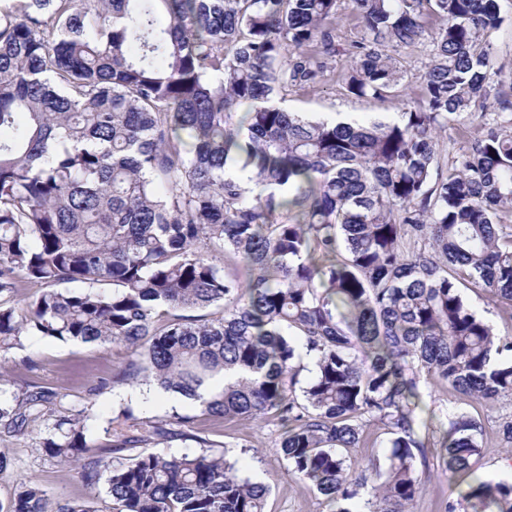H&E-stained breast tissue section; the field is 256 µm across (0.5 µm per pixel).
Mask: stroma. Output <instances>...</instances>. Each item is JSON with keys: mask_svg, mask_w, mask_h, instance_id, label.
<instances>
[{"mask_svg": "<svg viewBox=\"0 0 512 512\" xmlns=\"http://www.w3.org/2000/svg\"><path fill=\"white\" fill-rule=\"evenodd\" d=\"M342 69V62H335L326 83L290 91L280 100V107L310 118H332L339 112L367 116L375 111L393 117L403 110L404 102L399 98L377 105L349 96L343 87ZM9 357L15 361L28 358L35 364L33 370L20 369L14 373L17 383L59 388L67 393L72 405H91L88 434L98 442L111 441L118 427L127 435H137L135 422L141 418L161 421L175 413L188 415L194 417L196 427L212 442L214 452L243 458L247 462L246 476L271 485L266 512H324L322 498L316 491L286 477V463L276 452L278 433L273 426L250 420L213 423L205 419L200 403L170 394L158 395L154 384H114L113 376L128 358L123 346L101 347L94 343L29 336L21 347L11 350ZM125 409L133 417L119 421L118 416ZM467 410L481 420L485 430L481 454L475 464L478 474L494 482H512V456L507 455L500 438L503 419L512 415V401L473 403ZM40 442V429L36 426L23 435L0 429V450L11 457L10 466L0 471V504H9L22 479L34 477L55 496L71 498L89 494L95 499L98 512H113L112 498L105 485L86 490L75 473L56 466L42 453Z\"/></svg>", "mask_w": 512, "mask_h": 512, "instance_id": "1", "label": "stroma"}]
</instances>
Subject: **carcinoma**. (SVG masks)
<instances>
[{"mask_svg": "<svg viewBox=\"0 0 512 512\" xmlns=\"http://www.w3.org/2000/svg\"><path fill=\"white\" fill-rule=\"evenodd\" d=\"M340 2L0 0V353L25 336L122 345L116 382L273 423L327 512H410L432 461L459 488L444 512H512V483L475 475L481 423L433 396L512 399V337L461 291L512 307L499 0H348L346 92L400 95L399 53L426 45L419 101L349 122L278 107L325 82ZM19 288L40 293L18 309ZM66 398L27 384L0 425L41 423L43 453L88 489L106 479L113 512H265L270 487L189 417L102 447ZM372 426L386 463L361 470L344 450L375 447ZM173 434L204 451L132 453ZM6 512L97 510L25 478Z\"/></svg>", "mask_w": 512, "mask_h": 512, "instance_id": "1", "label": "carcinoma"}]
</instances>
